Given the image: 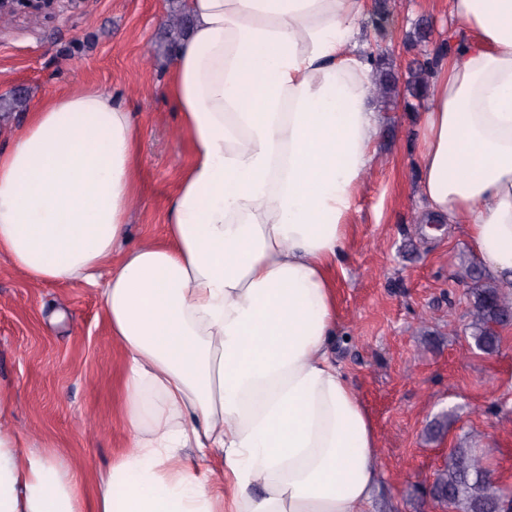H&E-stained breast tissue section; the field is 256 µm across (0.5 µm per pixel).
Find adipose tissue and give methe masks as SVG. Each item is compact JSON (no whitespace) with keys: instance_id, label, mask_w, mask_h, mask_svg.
<instances>
[{"instance_id":"1","label":"adipose tissue","mask_w":512,"mask_h":512,"mask_svg":"<svg viewBox=\"0 0 512 512\" xmlns=\"http://www.w3.org/2000/svg\"><path fill=\"white\" fill-rule=\"evenodd\" d=\"M182 5L166 92L191 161L165 243L129 242L139 131L108 91L41 99L0 146V255L36 284L99 285L130 438L86 498L0 392V512H368L377 437L332 350L336 264L383 125L367 0ZM448 14L416 129L421 221L464 225L509 283L512 0Z\"/></svg>"}]
</instances>
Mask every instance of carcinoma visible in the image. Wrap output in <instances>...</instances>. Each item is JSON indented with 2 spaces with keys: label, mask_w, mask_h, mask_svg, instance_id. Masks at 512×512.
Returning <instances> with one entry per match:
<instances>
[{
  "label": "carcinoma",
  "mask_w": 512,
  "mask_h": 512,
  "mask_svg": "<svg viewBox=\"0 0 512 512\" xmlns=\"http://www.w3.org/2000/svg\"><path fill=\"white\" fill-rule=\"evenodd\" d=\"M373 62L378 73L376 89L388 99L399 95L391 79V70L386 59L377 55ZM434 61H428L410 70L405 82V95L413 99L426 96L428 79L424 74L430 72ZM502 293L496 286H486L477 291V297L469 310L468 329L476 347L493 353L499 347V336L493 331V325L500 323L503 315L512 310L505 307ZM475 452L470 448H454L443 468L435 473L433 491L439 494L437 500L449 504L459 512H478L481 507L502 500L506 496L504 488L492 481L486 474H479L470 468Z\"/></svg>",
  "instance_id": "cac0c4a2"
}]
</instances>
